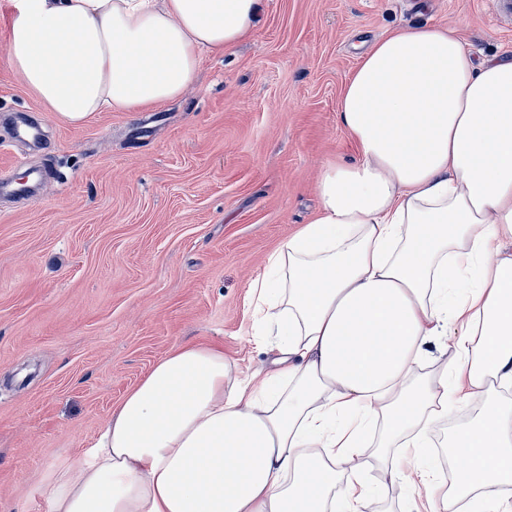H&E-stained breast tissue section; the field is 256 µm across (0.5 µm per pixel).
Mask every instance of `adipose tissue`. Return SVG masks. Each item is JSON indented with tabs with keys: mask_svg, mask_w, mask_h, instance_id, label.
Returning a JSON list of instances; mask_svg holds the SVG:
<instances>
[{
	"mask_svg": "<svg viewBox=\"0 0 512 512\" xmlns=\"http://www.w3.org/2000/svg\"><path fill=\"white\" fill-rule=\"evenodd\" d=\"M10 67L69 123L181 96L202 51L255 27L260 0H8ZM337 121L352 161L271 256L249 306L273 368L241 378L223 347L158 361L94 447L56 472L51 512H363L355 450L403 474L451 400L512 387V55L475 59L454 30L398 29L362 55ZM455 360L418 368L436 337ZM465 459L434 512H500L512 402L448 442Z\"/></svg>",
	"mask_w": 512,
	"mask_h": 512,
	"instance_id": "ef3b65f1",
	"label": "adipose tissue"
}]
</instances>
